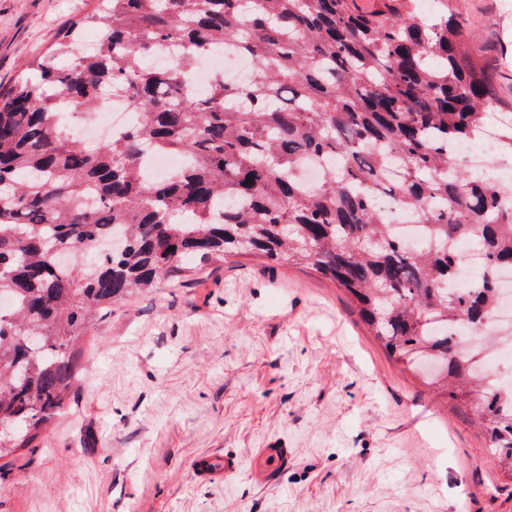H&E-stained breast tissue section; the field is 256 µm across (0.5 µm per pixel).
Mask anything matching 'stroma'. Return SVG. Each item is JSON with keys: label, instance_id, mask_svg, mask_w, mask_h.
I'll return each instance as SVG.
<instances>
[{"label": "stroma", "instance_id": "obj_1", "mask_svg": "<svg viewBox=\"0 0 512 512\" xmlns=\"http://www.w3.org/2000/svg\"><path fill=\"white\" fill-rule=\"evenodd\" d=\"M97 0H0V88ZM512 104V0H457ZM70 407L0 460V512H512L466 409L396 362L353 297L256 257L114 303ZM288 449L271 480L260 449ZM235 459L220 481L203 458Z\"/></svg>", "mask_w": 512, "mask_h": 512}]
</instances>
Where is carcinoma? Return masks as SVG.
Instances as JSON below:
<instances>
[{
	"label": "carcinoma",
	"mask_w": 512,
	"mask_h": 512,
	"mask_svg": "<svg viewBox=\"0 0 512 512\" xmlns=\"http://www.w3.org/2000/svg\"><path fill=\"white\" fill-rule=\"evenodd\" d=\"M99 43L82 54L85 26ZM454 6L357 14L349 0H99L62 34L61 65L0 90V456L38 446L80 372V340L112 303L255 256L301 265L357 301L387 352L469 408L491 461L512 476V388L431 325L489 332L512 271V194L454 154L483 133L496 95ZM229 41L250 84L188 90L195 60ZM165 43L172 62L152 63ZM125 95L132 127L90 148L59 114ZM179 154L163 178L145 153ZM321 182L302 184L307 161ZM412 213L431 245L410 250L376 209ZM487 270L448 292L459 257ZM174 250H169V247ZM454 248L461 256L458 269L460 281H470L483 275L485 270L484 253L478 247L466 241H458L454 244Z\"/></svg>",
	"instance_id": "cac0c4a2"
}]
</instances>
